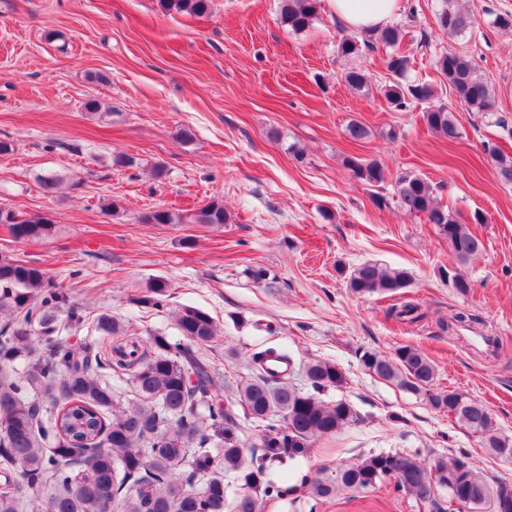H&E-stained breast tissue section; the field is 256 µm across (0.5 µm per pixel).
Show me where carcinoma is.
<instances>
[{"label":"carcinoma","instance_id":"1","mask_svg":"<svg viewBox=\"0 0 512 512\" xmlns=\"http://www.w3.org/2000/svg\"><path fill=\"white\" fill-rule=\"evenodd\" d=\"M319 0H280V21L293 32L312 27L318 19ZM168 13L202 16L211 0H159ZM448 35L473 27L475 19L446 0L438 15ZM377 40L395 49L386 59L392 77L381 93L396 111L425 105L427 127L448 139L458 128L448 105L438 101V91L429 81H409L411 60L398 50L403 29L387 25L376 32ZM371 48V41L344 36L337 44L343 57ZM435 68L461 104L472 112H487L493 105L492 92L476 75L473 58L459 52L441 54ZM498 177L512 184V157L497 147L488 149ZM344 164L364 183L377 187L385 179L375 159L354 156ZM401 208L434 224L448 239L451 251L461 262L482 252L484 242L457 213L440 204L435 188L424 178L405 172L395 180ZM230 216L224 205L211 201L186 211L161 208L143 216L147 224H226ZM0 224H7L18 241L50 234L47 216L22 218L0 206ZM410 284L408 272L363 263L347 277L354 295L395 294ZM66 305L62 292L43 269L24 260L0 259V314L9 321L0 329V512H27L26 507L43 501L50 512H101L104 501L115 512H224L229 482H241L252 494L236 500L232 512H261L262 497L281 490L269 479L275 463L310 447L319 438L331 437L357 419L350 404L340 399L325 402L318 393L340 388L343 371L333 362L307 365L312 392L304 393L265 364L288 355L267 349L253 356L258 374L240 381L237 404L218 399L215 373L200 358L198 348L216 335L212 318L187 306L176 314V326L184 342L173 343L163 334L142 339L111 316L102 314L94 330L113 338L110 351L102 354L86 346L77 349L61 334L56 312ZM418 306L411 301L392 305L390 313L412 322ZM41 328L50 347L46 352L33 338V325ZM23 364L17 369L14 362ZM363 370L393 382L429 405L446 411L478 439L481 447L503 461L512 460V436L499 431L492 411L482 402L456 390H435L436 370L432 361L412 345H401L387 355L365 350L359 355ZM128 377L136 400L123 405L116 400L101 371ZM195 375L196 386L189 385ZM258 422L266 423L259 453L245 464L241 444L227 437L224 446L211 445L204 427L230 430L236 425L235 406ZM198 487L188 489L180 470ZM139 490L125 494L130 480ZM421 504L437 505L438 490L452 492L448 510L458 512H512V485H491L477 471L466 449L450 459L439 457L431 465L414 453H378L339 466L335 474L309 481V493L318 500L342 490L363 491L386 480Z\"/></svg>","mask_w":512,"mask_h":512}]
</instances>
